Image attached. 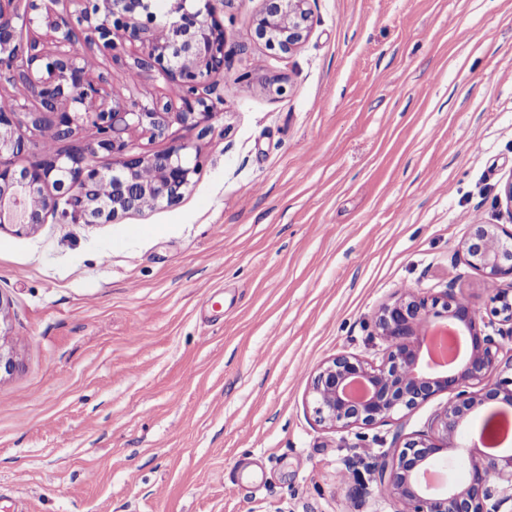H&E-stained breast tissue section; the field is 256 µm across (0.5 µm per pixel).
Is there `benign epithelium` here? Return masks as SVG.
<instances>
[{"label":"benign epithelium","instance_id":"benign-epithelium-1","mask_svg":"<svg viewBox=\"0 0 512 512\" xmlns=\"http://www.w3.org/2000/svg\"><path fill=\"white\" fill-rule=\"evenodd\" d=\"M0 0V77L22 85L27 98L0 113V230L21 234L44 223L52 213L73 223L113 221L146 208L173 206L203 169L199 154L185 145L163 152L137 151L132 138L150 142L166 136L173 106L157 99L122 96L95 77L78 47L89 44L101 54L130 53V67L153 72L177 91L180 119L205 134L217 103L203 92L224 72L226 38L215 0H72V13L59 12L56 0ZM310 0H262L252 19V37L274 55L301 45L312 27ZM39 28L52 40H23V31ZM59 139L77 129L96 130L95 141L64 155L16 170L1 161L28 148L22 124ZM105 153L112 163L96 161ZM150 169L154 179H142ZM109 184L102 195L99 185ZM53 187L55 194L45 192ZM463 241L465 262L482 273L487 305L476 309L448 288L439 296L405 289L376 313L373 337L382 343L381 359L370 362L339 352L310 373L307 406L316 424L329 430L374 428L402 411H411L441 393L448 405L429 420L427 430L381 453L369 470L370 481L391 498L399 512H503L512 504V450L491 454L469 450L466 482L437 490L424 478L470 416L489 401L512 406V226H477ZM449 328L466 337L469 353L451 367L435 368L421 357L426 326ZM360 384L365 395L349 388Z\"/></svg>","mask_w":512,"mask_h":512}]
</instances>
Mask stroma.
Segmentation results:
<instances>
[{
    "label": "stroma",
    "instance_id": "1",
    "mask_svg": "<svg viewBox=\"0 0 512 512\" xmlns=\"http://www.w3.org/2000/svg\"><path fill=\"white\" fill-rule=\"evenodd\" d=\"M261 0H228L208 133L170 115L160 152L204 167L170 207L106 223L0 230L15 367L0 375V512H396L361 476L356 429L317 425L308 374L379 361V308L454 284L475 224H511L512 0H311L313 29L272 56ZM114 91L169 100L155 74L89 51ZM279 76L285 94L269 91ZM440 394L374 428L407 438ZM475 413L443 486L468 475Z\"/></svg>",
    "mask_w": 512,
    "mask_h": 512
}]
</instances>
